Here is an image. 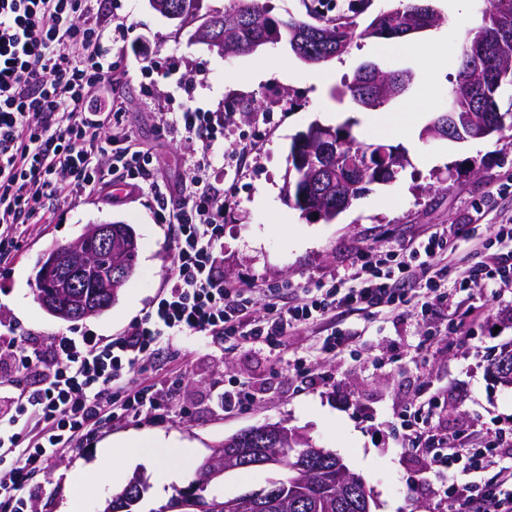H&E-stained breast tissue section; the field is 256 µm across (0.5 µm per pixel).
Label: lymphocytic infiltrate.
Masks as SVG:
<instances>
[{"label": "lymphocytic infiltrate", "mask_w": 512, "mask_h": 512, "mask_svg": "<svg viewBox=\"0 0 512 512\" xmlns=\"http://www.w3.org/2000/svg\"><path fill=\"white\" fill-rule=\"evenodd\" d=\"M130 26L119 19L105 29L95 0H0V275L18 251L28 225L43 224L44 197L87 196L124 187L152 191L156 223L171 232L174 273L135 324L113 338L84 332L56 337L51 352L19 337L12 324L1 331L0 351L12 369L38 377L19 395L14 412L0 419V448L11 454L0 470V496L12 512H28L26 492L34 475L83 431L104 418L136 416L162 406L159 394L133 383L136 369L160 343L177 336H224L272 349L309 322L347 310L377 306L434 312L446 301L447 268L438 266L465 227L452 224L394 255L352 264L341 284L307 291L294 306L263 304L227 287L218 267L224 258V189L211 180L207 154L189 164L179 182L160 185L150 149L123 127V102L97 96L115 67L99 47L106 36L126 41ZM231 116L185 109L164 115L170 132L210 148L223 141ZM430 466L483 471L488 451L453 449V434L435 431ZM439 499L464 501L468 512H512V467L493 483L444 486Z\"/></svg>", "instance_id": "1"}]
</instances>
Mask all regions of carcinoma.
<instances>
[{"instance_id":"obj_1","label":"carcinoma","mask_w":512,"mask_h":512,"mask_svg":"<svg viewBox=\"0 0 512 512\" xmlns=\"http://www.w3.org/2000/svg\"><path fill=\"white\" fill-rule=\"evenodd\" d=\"M429 0H396L392 7L380 11L362 30L345 24L316 27L291 12L284 17L271 15L269 0H227L224 9H206L204 4L195 10L220 14L224 18V54L247 55L253 52L256 40L275 44L287 36L292 52L310 65L326 62V56L339 59L349 53L354 43L368 38H395L401 36L400 24L404 14ZM485 9L490 13L485 48L479 55L469 51V41L460 44L458 68L453 89L455 120H447L448 113H437L424 127L427 136L443 121H448V140L470 141V129L488 130V140H505L512 137V95H505L512 87V0H487ZM412 81L408 71L385 72L374 65H361L351 82L344 84L354 102L367 111H377L389 101L400 96ZM357 120L348 119L334 128L336 151L360 152L369 158V164L359 170H342L334 182L308 184L312 173L311 161L320 144L311 137L312 128L304 137H296L291 146L286 181L288 201L301 212L317 211L320 219L330 223L342 210L369 192L374 184L393 182L407 163L406 150L399 145L367 144L357 137L353 128ZM139 247L126 242L112 252V265L136 271ZM492 372L506 383L512 382V343L506 344L491 364ZM314 467L317 472L303 485L290 483V474L280 468L274 488L276 503L269 512H298L295 504L304 501L312 512H336V490L340 482L336 468V455L329 451L316 454ZM142 500L131 485H126L112 499V512H133L132 507Z\"/></svg>"}]
</instances>
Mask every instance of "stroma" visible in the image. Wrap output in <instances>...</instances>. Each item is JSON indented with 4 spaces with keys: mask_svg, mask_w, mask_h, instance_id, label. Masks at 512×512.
<instances>
[{
    "mask_svg": "<svg viewBox=\"0 0 512 512\" xmlns=\"http://www.w3.org/2000/svg\"><path fill=\"white\" fill-rule=\"evenodd\" d=\"M443 15L438 27L412 35L415 43L443 49L458 46L463 30L481 8V0H433ZM104 15L128 16L132 25L127 51L104 40L117 63L113 84L124 99V123L148 144L167 182L178 180L185 165L202 154L201 143L185 144L163 131L162 107L185 106L231 112L237 130L250 132L254 113L269 112L260 148L244 170L233 171L223 148L211 153L214 173L235 189L224 208V279L236 287L259 291L288 285L295 290L330 282L363 252L387 251L448 224L468 231L448 251L451 269L463 270L486 260L489 228L512 218V143L426 142L401 139L392 117H417L426 126L442 110L455 79L457 62L440 55L415 56L402 46L380 52L379 39L357 41L348 54L320 65L299 60L287 42L267 44L249 55L227 56L199 43L193 27L180 28L154 11L149 0H100ZM372 62L384 70H410L413 81L399 97L373 112V133L364 142L399 143L408 163L395 181L371 190L327 223L306 216L284 196L288 155L293 138L312 122L338 126L353 104L339 101L334 90L351 81L356 69ZM178 66L192 80V93L175 79H157L151 96L139 89L143 74ZM432 89L429 105L421 87ZM53 219L32 225L8 276L0 278V320L15 322L31 343L50 349L55 336L76 329L100 337L128 330L146 311L173 273V252L164 225L155 223L144 196L118 194L72 197L49 202ZM101 221L131 225L139 252L133 277L104 312L64 320L37 302L35 274L50 248L74 243L85 227ZM438 313L447 315L454 332L435 337L426 358L415 355L428 323L418 312L398 314L385 308L349 314L336 325L351 339L345 351L325 359L322 326L310 325L289 337L280 351L244 346L233 338L187 336L155 352L135 376L155 386L164 398L161 410L121 422L105 419L85 430L73 447L52 459L32 483V512H64L71 494L68 476L84 471L88 487L104 485L92 512H107L114 495L135 477L147 489L137 512H160L180 487L164 494L154 489L155 469L102 464L109 442L140 439L152 447L159 438L171 446H190L188 479L224 440L244 430L280 423L313 446L336 453L360 477L369 493L371 512H444L436 496L445 484L492 482L512 465V450L495 445L499 430L512 428V386L495 381L488 361L500 345L512 341V285L490 292L452 288ZM297 356L314 360L313 374L298 375ZM246 382L253 400L245 408L225 411L221 393L228 378ZM439 398L427 425L458 432L466 448L493 446L490 465L480 475L442 473L430 468L421 449L424 440L409 436L400 415ZM269 469L236 470L208 484L206 497L228 498L266 486Z\"/></svg>",
    "mask_w": 512,
    "mask_h": 512,
    "instance_id": "stroma-1",
    "label": "stroma"
}]
</instances>
